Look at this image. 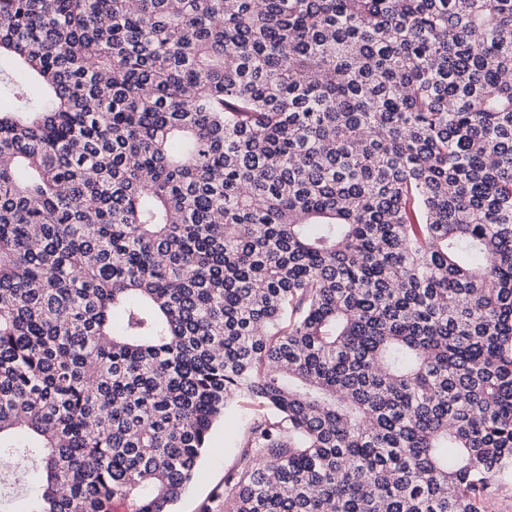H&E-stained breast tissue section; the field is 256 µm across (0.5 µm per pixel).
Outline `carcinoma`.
<instances>
[{
	"label": "carcinoma",
	"mask_w": 512,
	"mask_h": 512,
	"mask_svg": "<svg viewBox=\"0 0 512 512\" xmlns=\"http://www.w3.org/2000/svg\"><path fill=\"white\" fill-rule=\"evenodd\" d=\"M0 512H491L512 0H0ZM39 476L12 508L14 473ZM254 407L244 397L233 400L231 410L211 435L210 451L202 465L201 475L191 484L175 506V512H201L215 487L224 485V474L236 461L239 445L244 441Z\"/></svg>",
	"instance_id": "carcinoma-1"
}]
</instances>
